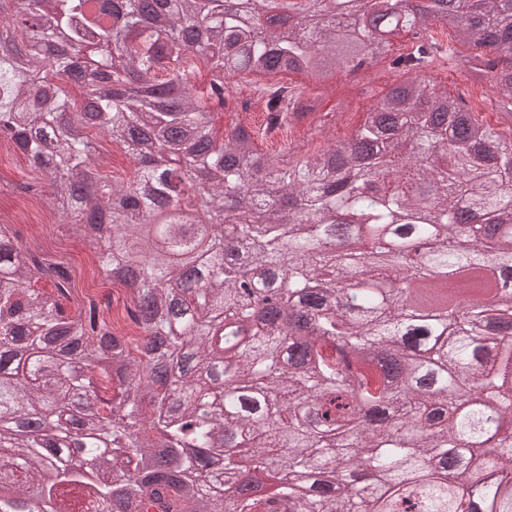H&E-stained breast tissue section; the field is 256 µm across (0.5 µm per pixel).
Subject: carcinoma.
<instances>
[{
  "mask_svg": "<svg viewBox=\"0 0 512 512\" xmlns=\"http://www.w3.org/2000/svg\"><path fill=\"white\" fill-rule=\"evenodd\" d=\"M157 2L0 0V143L46 175L15 189L46 192L103 273H134L121 286L138 328L116 334L93 301L66 310L69 267L0 226V512H75L79 498L95 512H512V289L481 279L464 307L428 311L412 288L512 271V135L424 77L447 56L512 131V0H448L397 55L404 0H261L260 31L249 3ZM357 55L404 79L352 138L283 167L250 128L217 131L227 80L321 88ZM193 57L211 73L202 88ZM263 103L266 135L321 126L322 100L294 86L269 83ZM90 128L132 178L103 174ZM141 129L160 174L132 148ZM198 201L256 221L191 224ZM164 202L173 248L150 261ZM338 214L373 259L329 251ZM149 338L195 371L166 378Z\"/></svg>",
  "mask_w": 512,
  "mask_h": 512,
  "instance_id": "1",
  "label": "carcinoma"
}]
</instances>
